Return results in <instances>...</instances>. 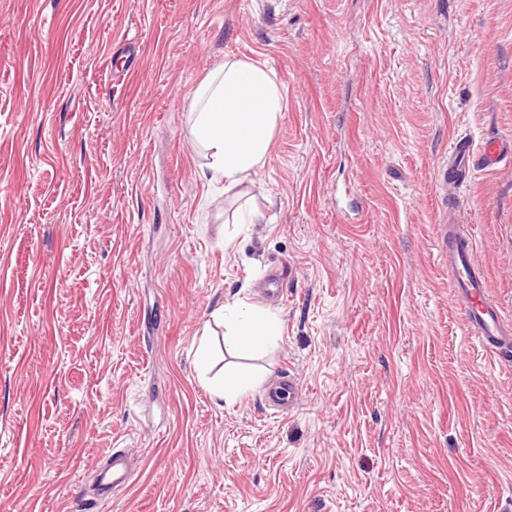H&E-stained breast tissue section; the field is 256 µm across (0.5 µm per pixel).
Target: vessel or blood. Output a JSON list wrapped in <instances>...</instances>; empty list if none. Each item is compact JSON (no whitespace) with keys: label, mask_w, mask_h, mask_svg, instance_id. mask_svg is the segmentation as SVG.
<instances>
[{"label":"vessel or blood","mask_w":512,"mask_h":512,"mask_svg":"<svg viewBox=\"0 0 512 512\" xmlns=\"http://www.w3.org/2000/svg\"><path fill=\"white\" fill-rule=\"evenodd\" d=\"M508 161H512L511 138L492 135L475 145L469 139L459 137L451 145L448 163L440 171V180L460 186L474 170L493 169ZM443 244L449 278L468 330L491 355L512 357V322L506 320L498 306L487 297L486 277L474 260L469 233L461 230L459 225H445ZM295 394L294 376L281 374L267 391L266 398L270 404L282 408L292 405ZM132 472L131 460L124 449H112L95 468L96 492L86 498L83 512H94L100 497L126 486Z\"/></svg>","instance_id":"obj_1"}]
</instances>
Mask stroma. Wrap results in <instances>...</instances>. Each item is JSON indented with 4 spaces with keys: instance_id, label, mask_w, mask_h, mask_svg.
<instances>
[{
    "instance_id": "obj_1",
    "label": "stroma",
    "mask_w": 512,
    "mask_h": 512,
    "mask_svg": "<svg viewBox=\"0 0 512 512\" xmlns=\"http://www.w3.org/2000/svg\"><path fill=\"white\" fill-rule=\"evenodd\" d=\"M228 57L287 99L230 192L189 115ZM490 134L512 0H0V512H70L114 448L133 476L97 512H512V363L438 253L465 225L512 320V163L438 181ZM275 268L282 341L225 403L195 346ZM296 394L295 378L291 374H281L276 377L272 386L267 391L265 398L270 404L278 408H288L292 406Z\"/></svg>"
}]
</instances>
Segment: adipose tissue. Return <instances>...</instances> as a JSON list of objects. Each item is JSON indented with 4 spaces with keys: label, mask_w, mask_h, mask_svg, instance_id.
I'll use <instances>...</instances> for the list:
<instances>
[{
    "label": "adipose tissue",
    "mask_w": 512,
    "mask_h": 512,
    "mask_svg": "<svg viewBox=\"0 0 512 512\" xmlns=\"http://www.w3.org/2000/svg\"><path fill=\"white\" fill-rule=\"evenodd\" d=\"M286 108L273 68L249 58L225 60L191 95V136L207 158L208 180L225 190L249 182L266 165L279 119ZM224 350L237 358L271 350L283 322L271 308L234 298L217 311Z\"/></svg>",
    "instance_id": "obj_1"
}]
</instances>
